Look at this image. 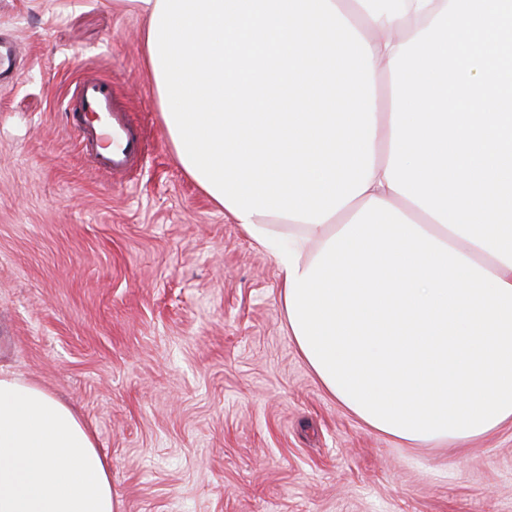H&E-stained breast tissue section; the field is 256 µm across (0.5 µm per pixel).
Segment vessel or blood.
<instances>
[{
  "instance_id": "vessel-or-blood-1",
  "label": "vessel or blood",
  "mask_w": 512,
  "mask_h": 512,
  "mask_svg": "<svg viewBox=\"0 0 512 512\" xmlns=\"http://www.w3.org/2000/svg\"><path fill=\"white\" fill-rule=\"evenodd\" d=\"M67 110L72 116L71 130L95 171L114 176L136 164L137 134L126 115L114 111L110 83L82 79L68 99Z\"/></svg>"
}]
</instances>
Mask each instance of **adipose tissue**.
Instances as JSON below:
<instances>
[{
  "label": "adipose tissue",
  "instance_id": "adipose-tissue-1",
  "mask_svg": "<svg viewBox=\"0 0 512 512\" xmlns=\"http://www.w3.org/2000/svg\"><path fill=\"white\" fill-rule=\"evenodd\" d=\"M112 6L146 16L176 158L272 247L325 391L409 445L512 424V0ZM0 512H120L80 416L2 371Z\"/></svg>",
  "mask_w": 512,
  "mask_h": 512
}]
</instances>
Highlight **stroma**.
Here are the masks:
<instances>
[{"label":"stroma","instance_id":"obj_1","mask_svg":"<svg viewBox=\"0 0 512 512\" xmlns=\"http://www.w3.org/2000/svg\"><path fill=\"white\" fill-rule=\"evenodd\" d=\"M143 15L0 0V367L71 404L121 512H512V426L411 448L330 396L288 333L272 252L179 165ZM141 138L122 180L64 105L87 68Z\"/></svg>","mask_w":512,"mask_h":512}]
</instances>
